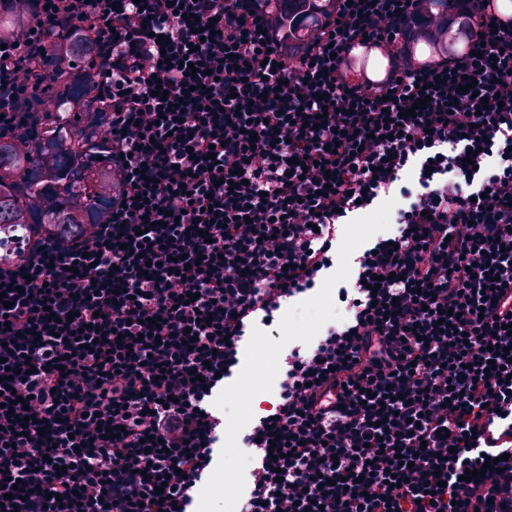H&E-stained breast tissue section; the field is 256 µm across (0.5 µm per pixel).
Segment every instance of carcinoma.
<instances>
[{"instance_id": "obj_1", "label": "carcinoma", "mask_w": 512, "mask_h": 512, "mask_svg": "<svg viewBox=\"0 0 512 512\" xmlns=\"http://www.w3.org/2000/svg\"><path fill=\"white\" fill-rule=\"evenodd\" d=\"M441 7L443 36L429 30V16L415 19L413 45L424 58L448 60L468 45L470 24L461 14L448 15V0H433ZM303 0H282V12L288 18L297 39L311 34L320 24L322 3H312L305 10ZM30 22L28 13L8 5L0 10V37L9 36ZM65 68H83L88 60L87 45L68 39ZM388 66L383 56L351 61L349 75H381ZM46 111L50 122L40 135L35 152L21 141H0V251L13 253L23 247L28 229L34 224H55L63 237L79 234L85 224L102 219L112 194V174L108 168L105 145L100 137L89 136L76 149L77 130L95 131L96 114L86 87L68 82L63 91L47 90Z\"/></svg>"}]
</instances>
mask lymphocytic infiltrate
Instances as JSON below:
<instances>
[{
  "label": "lymphocytic infiltrate",
  "mask_w": 512,
  "mask_h": 512,
  "mask_svg": "<svg viewBox=\"0 0 512 512\" xmlns=\"http://www.w3.org/2000/svg\"><path fill=\"white\" fill-rule=\"evenodd\" d=\"M182 2L28 0L29 28L0 43V140L34 144L37 95L82 27L112 156L91 235L33 225L0 266V512H194L224 443L217 371L388 200L393 233L336 291L345 319L288 353L244 438L261 458L243 512H512V24L497 0H455L470 51L359 82L355 43L404 55L407 0H326L297 47L278 0ZM490 457L499 471L464 481Z\"/></svg>",
  "instance_id": "f902f5d3"
}]
</instances>
